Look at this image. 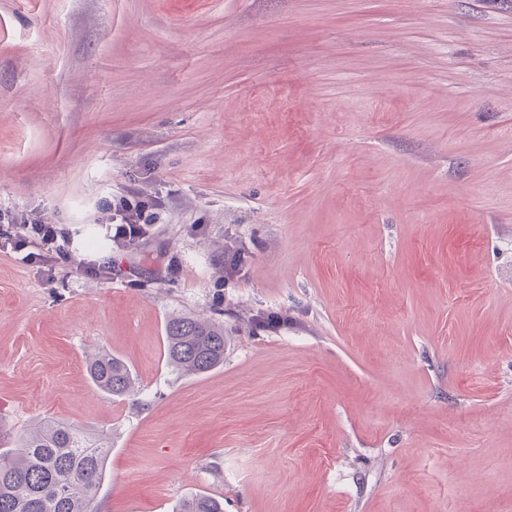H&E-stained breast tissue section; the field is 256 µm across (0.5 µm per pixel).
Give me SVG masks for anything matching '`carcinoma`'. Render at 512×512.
<instances>
[{
  "instance_id": "cac0c4a2",
  "label": "carcinoma",
  "mask_w": 512,
  "mask_h": 512,
  "mask_svg": "<svg viewBox=\"0 0 512 512\" xmlns=\"http://www.w3.org/2000/svg\"><path fill=\"white\" fill-rule=\"evenodd\" d=\"M224 324L190 315L167 320V362L187 375L224 363ZM93 385L106 395L134 394L133 374L120 358L101 353L89 362ZM109 434L47 419L0 450V512H98L95 498L107 477ZM175 512H224V501L208 494L183 499Z\"/></svg>"
}]
</instances>
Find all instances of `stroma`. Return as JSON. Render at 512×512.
Wrapping results in <instances>:
<instances>
[{"label": "stroma", "mask_w": 512, "mask_h": 512, "mask_svg": "<svg viewBox=\"0 0 512 512\" xmlns=\"http://www.w3.org/2000/svg\"><path fill=\"white\" fill-rule=\"evenodd\" d=\"M0 207L73 254L0 251V446L107 430L100 512H512V0H0ZM165 204L157 196H147L138 191L112 196V202L104 205L108 214L109 241L113 247L123 248L143 239L157 224ZM223 323L190 315L167 320L165 344L167 362L187 375L207 373L224 363ZM87 371L93 385L104 394L117 398L134 395L133 374L120 358L101 353L89 362ZM175 512H224V502L208 494H194L184 498Z\"/></svg>", "instance_id": "stroma-1"}]
</instances>
